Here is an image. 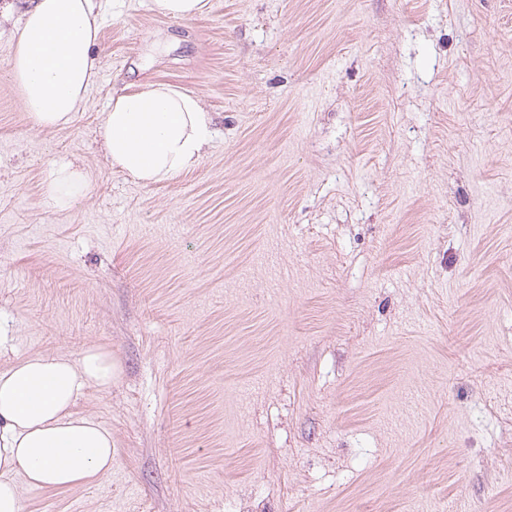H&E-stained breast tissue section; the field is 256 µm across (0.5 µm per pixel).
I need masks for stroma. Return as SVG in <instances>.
<instances>
[{"label": "stroma", "mask_w": 512, "mask_h": 512, "mask_svg": "<svg viewBox=\"0 0 512 512\" xmlns=\"http://www.w3.org/2000/svg\"><path fill=\"white\" fill-rule=\"evenodd\" d=\"M100 55L36 130L0 41V367H122L111 474L25 512H512V0H102ZM146 80L217 120L149 186L98 136ZM204 0H151V9L158 15L171 19H191L207 8ZM88 188L85 174L68 164L55 167L45 187V194L54 207L66 209L72 207Z\"/></svg>", "instance_id": "stroma-1"}]
</instances>
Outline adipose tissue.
<instances>
[{"label":"adipose tissue","instance_id":"adipose-tissue-1","mask_svg":"<svg viewBox=\"0 0 512 512\" xmlns=\"http://www.w3.org/2000/svg\"><path fill=\"white\" fill-rule=\"evenodd\" d=\"M99 0H0V39L10 49L9 79L33 127L67 126L100 70ZM213 118L200 98L166 82L113 94L99 134L112 168L148 186L199 163ZM85 174L55 167L45 187L54 207L73 206ZM121 373L111 352L87 347L78 360L32 354L0 367V512H24L28 492L69 490L109 475L112 432L75 413L89 389L110 390Z\"/></svg>","mask_w":512,"mask_h":512}]
</instances>
